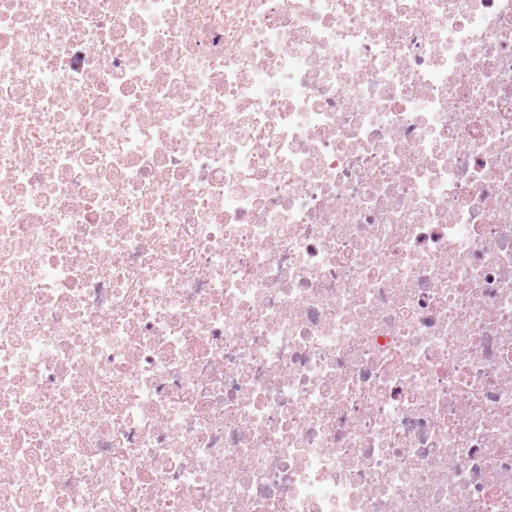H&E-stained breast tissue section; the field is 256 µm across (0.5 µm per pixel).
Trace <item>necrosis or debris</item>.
<instances>
[{
    "instance_id": "1",
    "label": "necrosis or debris",
    "mask_w": 512,
    "mask_h": 512,
    "mask_svg": "<svg viewBox=\"0 0 512 512\" xmlns=\"http://www.w3.org/2000/svg\"><path fill=\"white\" fill-rule=\"evenodd\" d=\"M0 512H512V0H0Z\"/></svg>"
}]
</instances>
